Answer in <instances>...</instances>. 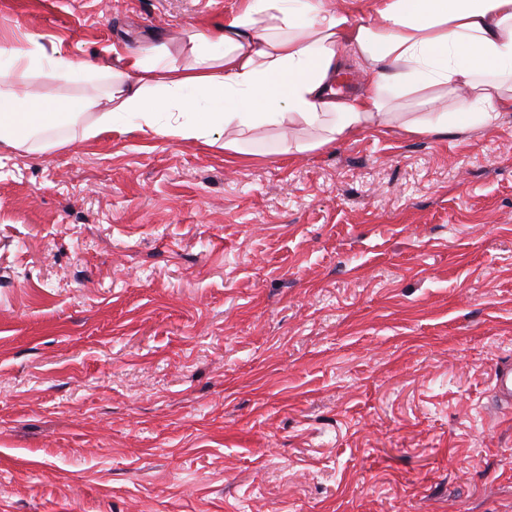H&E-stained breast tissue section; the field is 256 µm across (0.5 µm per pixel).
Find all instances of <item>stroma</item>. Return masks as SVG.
I'll return each mask as SVG.
<instances>
[{
  "label": "stroma",
  "instance_id": "1",
  "mask_svg": "<svg viewBox=\"0 0 512 512\" xmlns=\"http://www.w3.org/2000/svg\"><path fill=\"white\" fill-rule=\"evenodd\" d=\"M238 0H0V42L188 64ZM35 101L100 84L16 74ZM258 155L98 109L0 142V512H512V112ZM492 390L497 402L512 406V365L507 364L495 372Z\"/></svg>",
  "mask_w": 512,
  "mask_h": 512
}]
</instances>
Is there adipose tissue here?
Wrapping results in <instances>:
<instances>
[{"mask_svg": "<svg viewBox=\"0 0 512 512\" xmlns=\"http://www.w3.org/2000/svg\"><path fill=\"white\" fill-rule=\"evenodd\" d=\"M181 66L167 45L128 51L112 63H79L34 37L0 45V141L13 147L44 133L52 103L22 102L5 80L16 71L107 84L106 107L91 135L149 132L210 140L250 155L260 126L303 124L325 130L319 146L349 140L392 119L394 100L422 107L404 122L437 136L494 126L512 112V0H374L365 16L324 0H242L214 31L190 35ZM363 90H335L348 67ZM451 106L440 107L447 96Z\"/></svg>", "mask_w": 512, "mask_h": 512, "instance_id": "obj_1", "label": "adipose tissue"}]
</instances>
